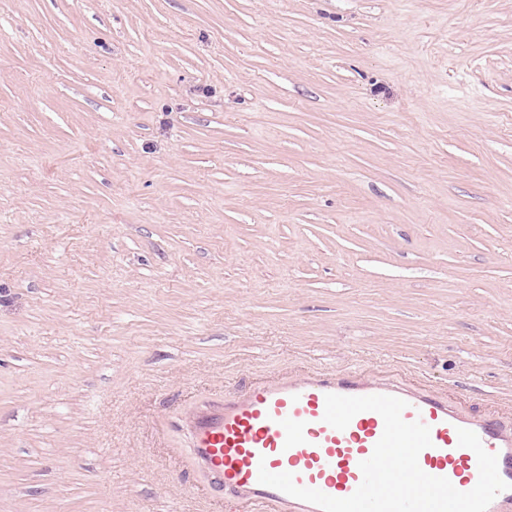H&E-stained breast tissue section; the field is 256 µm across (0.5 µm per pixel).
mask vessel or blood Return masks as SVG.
Returning <instances> with one entry per match:
<instances>
[{"label": "vessel or blood", "instance_id": "obj_1", "mask_svg": "<svg viewBox=\"0 0 512 512\" xmlns=\"http://www.w3.org/2000/svg\"><path fill=\"white\" fill-rule=\"evenodd\" d=\"M388 395L405 401V421H421L430 429L431 447L421 451L420 468L447 478L462 492L479 478L475 453L458 444V431H474L483 447L498 458L509 490L497 495L488 512H512V427L495 415H466L446 396L398 379L372 378L321 367L283 378L253 383L241 394L215 396L192 409L180 428L188 437V453L211 485L224 494V512H321L312 503L259 482L260 470L293 474L298 486L335 498L352 495L362 482L368 459L384 431L374 411L353 417L338 430L324 420L325 398Z\"/></svg>", "mask_w": 512, "mask_h": 512}]
</instances>
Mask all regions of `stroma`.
Segmentation results:
<instances>
[{
  "label": "stroma",
  "instance_id": "1",
  "mask_svg": "<svg viewBox=\"0 0 512 512\" xmlns=\"http://www.w3.org/2000/svg\"><path fill=\"white\" fill-rule=\"evenodd\" d=\"M324 365L512 427V0H0V512H220Z\"/></svg>",
  "mask_w": 512,
  "mask_h": 512
}]
</instances>
